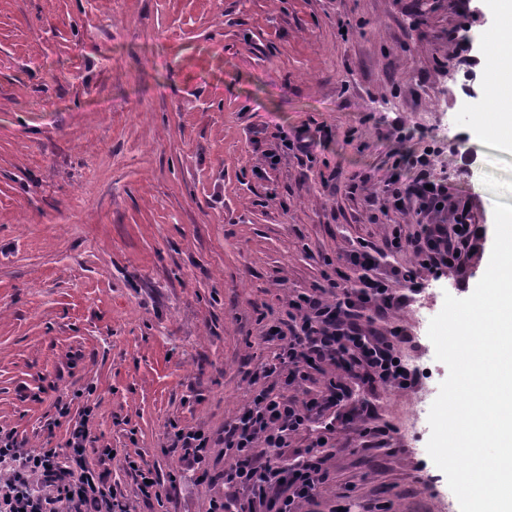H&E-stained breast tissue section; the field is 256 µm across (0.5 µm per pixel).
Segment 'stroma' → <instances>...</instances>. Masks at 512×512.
I'll return each instance as SVG.
<instances>
[{"instance_id": "35a3bbf8", "label": "stroma", "mask_w": 512, "mask_h": 512, "mask_svg": "<svg viewBox=\"0 0 512 512\" xmlns=\"http://www.w3.org/2000/svg\"><path fill=\"white\" fill-rule=\"evenodd\" d=\"M490 0H0V431L25 451L64 449L86 402L95 447L132 512H208L224 495V447L207 471L174 428L219 436L273 345L289 295L348 275L338 257L394 231L451 224L453 209L396 210L383 189L406 153L468 200L485 236L512 205V150L475 120L499 94L484 67L500 37ZM466 35L476 67L449 33ZM447 135H440V128ZM307 128L312 155L285 143ZM280 157L269 165L268 154ZM395 324L424 371L408 391L352 386L396 430L393 449L339 451L303 512H460L433 463L431 429L408 426L446 378L418 308ZM157 470L145 500L125 458ZM177 483H169L170 473Z\"/></svg>"}]
</instances>
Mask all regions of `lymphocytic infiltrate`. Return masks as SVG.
<instances>
[{
    "label": "lymphocytic infiltrate",
    "mask_w": 512,
    "mask_h": 512,
    "mask_svg": "<svg viewBox=\"0 0 512 512\" xmlns=\"http://www.w3.org/2000/svg\"><path fill=\"white\" fill-rule=\"evenodd\" d=\"M391 203L417 200L421 209L435 211L454 203V226L423 224L409 235L394 234L386 247L411 252L415 267H391L387 276H373L376 258L371 249L356 248L345 262L358 274L357 285L335 280L327 287L291 296L287 328L266 331L265 341L275 343L271 362L262 364L259 376H278L281 392L252 389L248 404L224 425V496L211 501L209 512H302L328 478L325 436L285 458L292 437L312 432L325 413L335 407L348 380L370 386L409 390L420 381L417 368L403 359L400 347L411 338L401 326L377 336L362 320L366 310L376 316L392 315L410 304L422 291L421 273L455 275L465 287L463 260L479 236L470 207L455 199L447 181L436 178L432 151L410 157L403 173L386 185ZM335 366L318 399L305 402L285 395V388L300 385L309 365ZM367 401H355L339 416L343 427L356 432L361 444L381 448L389 426L370 422ZM89 433L85 422L70 431L65 452L49 448L38 453L21 451L15 438L0 432V512H129L107 471L86 462Z\"/></svg>",
    "instance_id": "lymphocytic-infiltrate-1"
}]
</instances>
